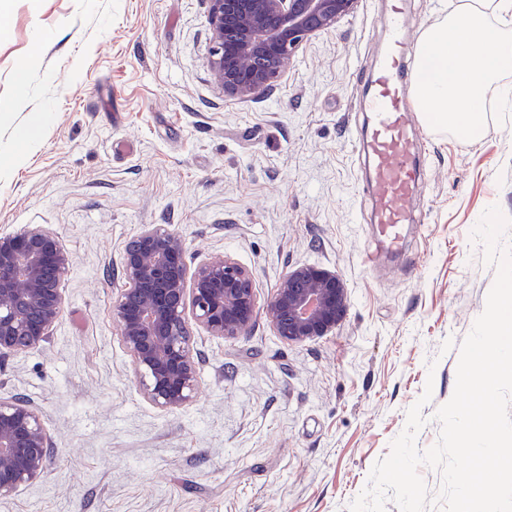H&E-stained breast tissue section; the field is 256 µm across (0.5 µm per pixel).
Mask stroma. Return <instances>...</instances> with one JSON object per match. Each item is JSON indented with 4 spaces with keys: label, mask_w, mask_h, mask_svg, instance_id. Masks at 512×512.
<instances>
[{
    "label": "stroma",
    "mask_w": 512,
    "mask_h": 512,
    "mask_svg": "<svg viewBox=\"0 0 512 512\" xmlns=\"http://www.w3.org/2000/svg\"><path fill=\"white\" fill-rule=\"evenodd\" d=\"M385 9L358 0L242 102L209 67L207 0H0V235L43 224L72 256L50 339L0 358V399L30 401L55 446L0 512H348L427 389L416 445L437 443L496 275L471 233L493 205L512 220V114L468 143L425 128L419 229L364 265L359 85ZM145 224L178 232L189 267L227 255L256 286L247 335H196L198 390L176 410L144 396L112 319ZM297 265L336 270L349 306L288 344L266 304Z\"/></svg>",
    "instance_id": "obj_1"
}]
</instances>
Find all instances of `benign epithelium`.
Masks as SVG:
<instances>
[{"label": "benign epithelium", "instance_id": "benign-epithelium-1", "mask_svg": "<svg viewBox=\"0 0 512 512\" xmlns=\"http://www.w3.org/2000/svg\"><path fill=\"white\" fill-rule=\"evenodd\" d=\"M210 67L224 95L249 101L273 89L304 43L350 15L358 0H208ZM282 62L275 66L273 62ZM184 239L146 224L125 246V288L112 305L144 395L165 409L188 405L198 387L193 327L213 338L244 336L257 314L252 273L224 256L189 272ZM72 260L42 224L0 236V355L47 341L62 311ZM348 289L336 271L299 265L281 278L267 308L287 343L329 336ZM41 415L22 397L0 400V495L39 478L53 454Z\"/></svg>", "mask_w": 512, "mask_h": 512}]
</instances>
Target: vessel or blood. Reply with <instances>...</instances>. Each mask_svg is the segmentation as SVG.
Wrapping results in <instances>:
<instances>
[{
	"mask_svg": "<svg viewBox=\"0 0 512 512\" xmlns=\"http://www.w3.org/2000/svg\"><path fill=\"white\" fill-rule=\"evenodd\" d=\"M402 13V8L394 7L384 18L386 50L368 80L371 92L365 98L372 121L359 142L372 171L368 187L375 247L366 254V263L372 268L378 267L381 253L403 249L404 230L413 220V201L423 176L417 161V134L422 124L410 116L405 97L412 68Z\"/></svg>",
	"mask_w": 512,
	"mask_h": 512,
	"instance_id": "vessel-or-blood-1",
	"label": "vessel or blood"
}]
</instances>
